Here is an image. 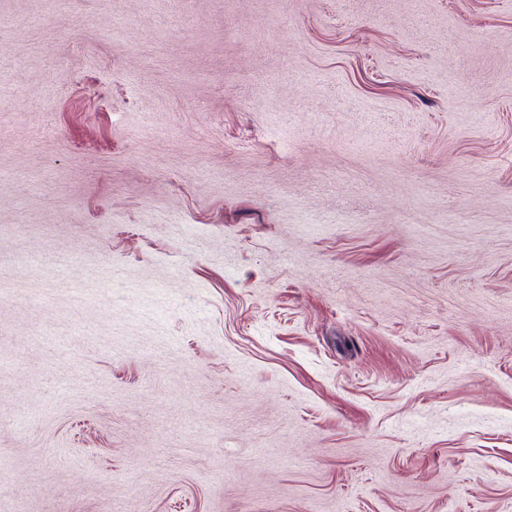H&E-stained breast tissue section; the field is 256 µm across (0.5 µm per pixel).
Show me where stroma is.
<instances>
[{
	"mask_svg": "<svg viewBox=\"0 0 512 512\" xmlns=\"http://www.w3.org/2000/svg\"><path fill=\"white\" fill-rule=\"evenodd\" d=\"M0 512H512V0H0Z\"/></svg>",
	"mask_w": 512,
	"mask_h": 512,
	"instance_id": "1",
	"label": "stroma"
}]
</instances>
